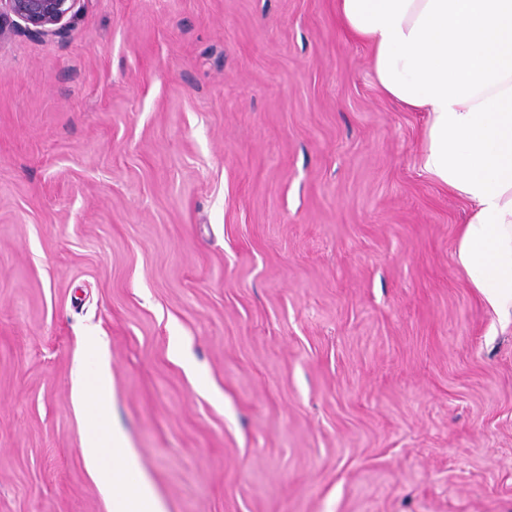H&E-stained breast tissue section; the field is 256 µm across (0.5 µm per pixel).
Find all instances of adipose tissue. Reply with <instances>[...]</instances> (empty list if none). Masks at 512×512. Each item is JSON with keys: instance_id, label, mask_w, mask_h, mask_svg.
Returning a JSON list of instances; mask_svg holds the SVG:
<instances>
[{"instance_id": "adipose-tissue-1", "label": "adipose tissue", "mask_w": 512, "mask_h": 512, "mask_svg": "<svg viewBox=\"0 0 512 512\" xmlns=\"http://www.w3.org/2000/svg\"><path fill=\"white\" fill-rule=\"evenodd\" d=\"M345 32L370 50L375 83L427 117L423 170L466 202L456 264L501 328H512V0H337ZM93 385H86L87 374ZM75 396L95 430L82 454L112 512H162L110 431L108 365H80Z\"/></svg>"}]
</instances>
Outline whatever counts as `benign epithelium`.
<instances>
[{
    "label": "benign epithelium",
    "instance_id": "benign-epithelium-1",
    "mask_svg": "<svg viewBox=\"0 0 512 512\" xmlns=\"http://www.w3.org/2000/svg\"><path fill=\"white\" fill-rule=\"evenodd\" d=\"M81 0H0V40L14 29L4 19L16 17L24 30L37 35L57 36L66 32L79 12Z\"/></svg>",
    "mask_w": 512,
    "mask_h": 512
}]
</instances>
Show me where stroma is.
<instances>
[{
	"label": "stroma",
	"instance_id": "35a3bbf8",
	"mask_svg": "<svg viewBox=\"0 0 512 512\" xmlns=\"http://www.w3.org/2000/svg\"><path fill=\"white\" fill-rule=\"evenodd\" d=\"M336 0H82L0 42V512H512V332ZM179 338L182 360L170 352ZM95 376L93 385L85 383L86 375ZM75 396L79 404L90 414L95 434L90 436L82 448V454L92 467L95 480L104 494L112 493V512H162L151 489L141 483L132 495L127 484L118 475H132L135 459L126 448L123 437L109 431L111 419L112 381L106 361L93 366L81 364L74 381ZM105 432H107L105 434ZM105 434V436H103ZM110 463H106V457Z\"/></svg>",
	"mask_w": 512,
	"mask_h": 512
}]
</instances>
